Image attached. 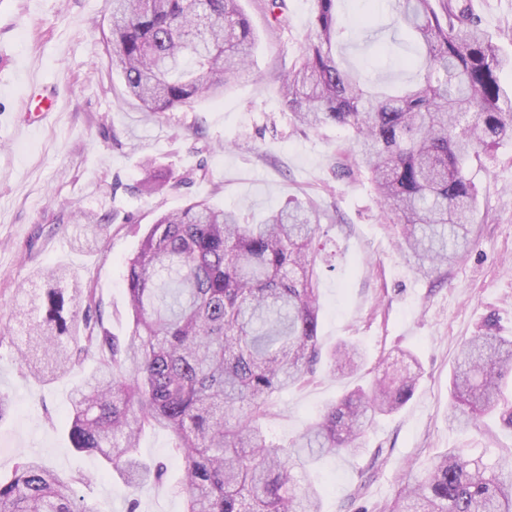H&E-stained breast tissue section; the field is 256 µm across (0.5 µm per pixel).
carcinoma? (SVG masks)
<instances>
[{"mask_svg": "<svg viewBox=\"0 0 512 512\" xmlns=\"http://www.w3.org/2000/svg\"><path fill=\"white\" fill-rule=\"evenodd\" d=\"M340 0H315L300 56L282 78L281 103L296 123L348 133L411 268L428 277L470 245L477 210L467 167L512 139V54L493 41L470 0H389L393 25L418 49L398 91L370 86L345 66ZM110 62L128 92L153 114L224 94L250 66L255 37L238 0H106ZM140 191L169 181L142 164ZM324 213L291 199L257 224L206 198L164 213L127 260L132 325L119 338L98 321L80 326V280L65 268L40 277L22 311L19 360L53 381L96 366L72 398L68 434L79 452L101 456L135 493L150 490L162 468L138 457L140 435L156 426L175 437L185 512H322L319 493L293 470L323 456L361 451L366 429L413 396L420 366L403 352L376 378L330 405L286 445L268 439L273 397L301 384L322 359L317 257L309 245ZM105 218L77 227L82 249L97 248ZM353 344L329 355L345 375L362 364ZM512 376V339L490 331L463 342L450 376L448 422L499 415ZM63 479L26 457L0 481V512H95ZM388 512H512V467L448 448L416 467Z\"/></svg>", "mask_w": 512, "mask_h": 512, "instance_id": "cac0c4a2", "label": "carcinoma"}]
</instances>
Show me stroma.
I'll list each match as a JSON object with an SVG mask.
<instances>
[{"label": "stroma", "instance_id": "stroma-1", "mask_svg": "<svg viewBox=\"0 0 512 512\" xmlns=\"http://www.w3.org/2000/svg\"><path fill=\"white\" fill-rule=\"evenodd\" d=\"M240 5L256 35L250 73L231 79L218 100L159 117L130 96L109 65L104 0H0V305L14 303L40 274L65 267L93 290L92 317L125 336L126 261L158 214L208 198L255 224L288 199H309L328 214L319 238V341L326 350L353 342L365 363L353 376L318 367L302 386L283 392L267 421L269 438L285 443L300 434L347 391L368 386L397 352L414 353L422 367L414 397L373 424L359 454L322 459L310 471L323 512H382L412 464L463 443L484 461L512 463V428L498 417L466 431L448 424L449 378L464 340L486 327L512 335V143L471 168L479 210L468 250L422 277L403 260L344 131L297 127L280 102L279 80L301 53L314 0H285L281 22L267 0ZM368 9V0L342 4L352 30L345 57L369 79L400 82L395 59L406 54L409 39L386 28L382 37L392 46L377 51L363 25ZM53 97L59 111L39 119L37 106ZM145 158L178 183L139 195ZM90 215L107 217L109 226L88 252L72 231ZM16 343L14 332H0V478L37 456L76 477L79 496L97 512H128L134 498L137 512H184L170 432L142 434L143 459L166 469L148 493L133 496L68 438L70 400L93 359L44 382L18 361Z\"/></svg>", "mask_w": 512, "mask_h": 512}]
</instances>
